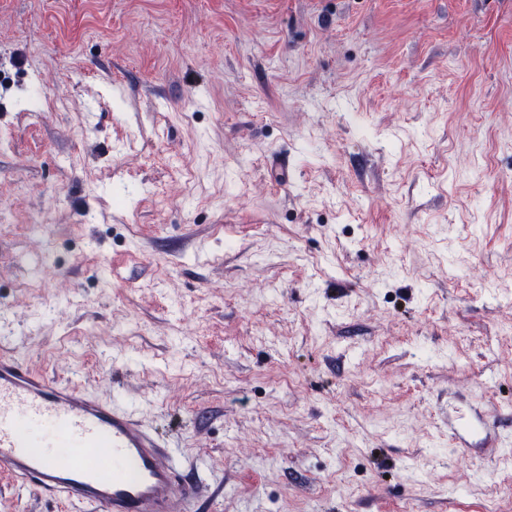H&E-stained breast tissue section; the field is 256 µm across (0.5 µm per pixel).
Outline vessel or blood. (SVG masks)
Listing matches in <instances>:
<instances>
[{
    "instance_id": "obj_1",
    "label": "vessel or blood",
    "mask_w": 512,
    "mask_h": 512,
    "mask_svg": "<svg viewBox=\"0 0 512 512\" xmlns=\"http://www.w3.org/2000/svg\"><path fill=\"white\" fill-rule=\"evenodd\" d=\"M471 420L486 428L483 445L499 455L505 438L488 404L449 423V439H461ZM0 471L54 499L63 512H193L200 493L171 437L145 427L132 407L34 372L5 350Z\"/></svg>"
}]
</instances>
